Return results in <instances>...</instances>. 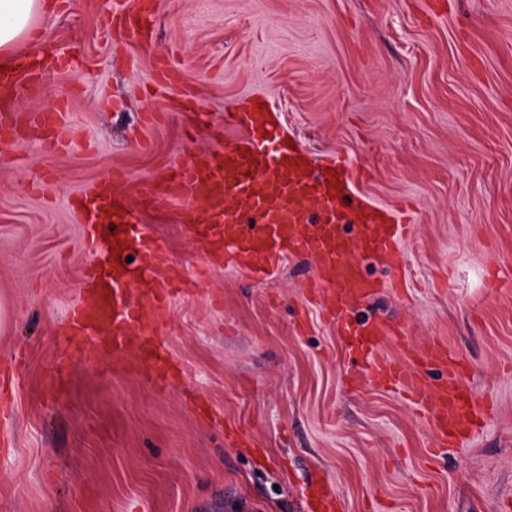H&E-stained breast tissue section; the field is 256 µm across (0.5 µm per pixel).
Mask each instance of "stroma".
Here are the masks:
<instances>
[{"mask_svg": "<svg viewBox=\"0 0 512 512\" xmlns=\"http://www.w3.org/2000/svg\"><path fill=\"white\" fill-rule=\"evenodd\" d=\"M113 0H55L46 72L20 111L65 106L66 151L0 143V512H499L512 502V0H150L152 41L115 39ZM168 52L183 76L160 89ZM270 98L311 162L352 156L362 191L417 220L399 266L376 263L367 310L437 339L488 404L465 442L432 433L399 395L345 381L344 339L308 298V255L268 276L204 269L168 211L137 210L186 280L158 322L174 375L57 358L91 261L69 199L113 171L151 187L212 148L187 138L184 98L226 113ZM61 371L63 392L44 385Z\"/></svg>", "mask_w": 512, "mask_h": 512, "instance_id": "stroma-1", "label": "stroma"}]
</instances>
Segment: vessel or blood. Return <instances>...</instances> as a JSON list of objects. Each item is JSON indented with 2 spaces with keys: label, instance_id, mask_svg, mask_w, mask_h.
Wrapping results in <instances>:
<instances>
[{
  "label": "vessel or blood",
  "instance_id": "obj_1",
  "mask_svg": "<svg viewBox=\"0 0 512 512\" xmlns=\"http://www.w3.org/2000/svg\"><path fill=\"white\" fill-rule=\"evenodd\" d=\"M150 26L135 0H115V32H145ZM41 77L37 51L0 68V137L57 151L65 145L68 113L60 108L19 112L14 105L18 88L36 90ZM231 123L238 135L225 137L223 148L173 167L164 184L143 194V205L176 209L180 224L221 252L225 263L244 271L266 274L288 254L313 256L322 271L316 286L326 292L327 311L361 379L411 393L440 447L462 443L484 407L462 382L447 345L430 342L409 353V366L397 364L379 353L385 340L397 337L396 327L365 311L379 288L366 269L394 256L414 221L412 211L383 208L361 193L365 173L348 159L336 156L312 166L299 144H287L288 131L271 107L232 114ZM132 194L128 179L116 172L73 202L98 262L86 276V300L71 307L62 327L63 350L91 360L104 352L118 361L134 355L140 368L162 383L168 368L157 312L174 286L157 277L169 261L153 236L132 221ZM101 224L108 225L109 236L98 235ZM146 274L153 277L150 287L128 299L131 285ZM415 365L438 370L436 382L417 381Z\"/></svg>",
  "mask_w": 512,
  "mask_h": 512
}]
</instances>
